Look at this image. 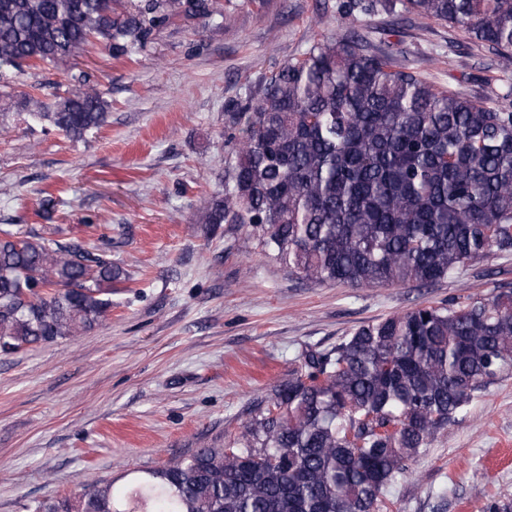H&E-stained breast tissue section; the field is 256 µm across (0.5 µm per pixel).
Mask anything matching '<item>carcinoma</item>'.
Returning <instances> with one entry per match:
<instances>
[{"mask_svg":"<svg viewBox=\"0 0 512 512\" xmlns=\"http://www.w3.org/2000/svg\"><path fill=\"white\" fill-rule=\"evenodd\" d=\"M0 0V87L103 40L115 56L212 0ZM462 30L512 66V0H386ZM22 108L78 139L103 122L97 85ZM224 191L202 222L244 227L315 285L427 287L512 252V112L438 89L356 34L327 37L249 89ZM100 244L0 230V354L105 320L129 279ZM512 370V287L369 322L265 394L222 448L37 501L29 512H376L408 464Z\"/></svg>","mask_w":512,"mask_h":512,"instance_id":"cac0c4a2","label":"carcinoma"}]
</instances>
